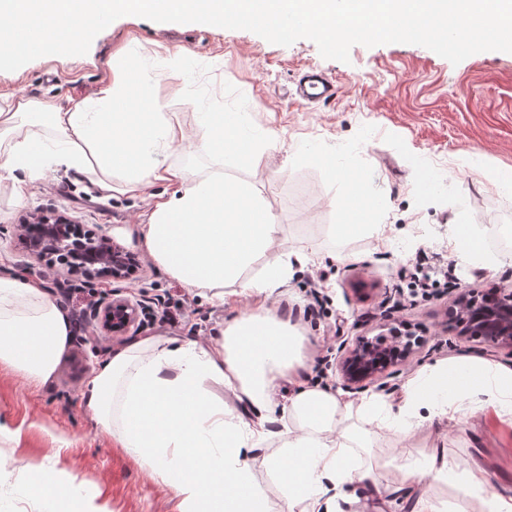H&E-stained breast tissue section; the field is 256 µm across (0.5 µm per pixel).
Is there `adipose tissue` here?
I'll return each mask as SVG.
<instances>
[{
	"label": "adipose tissue",
	"instance_id": "ef3b65f1",
	"mask_svg": "<svg viewBox=\"0 0 512 512\" xmlns=\"http://www.w3.org/2000/svg\"><path fill=\"white\" fill-rule=\"evenodd\" d=\"M133 41L113 49L104 78L90 95L49 102L0 94V184L10 183L24 199L29 183L52 166L92 175L107 197L149 196L140 230L150 257L169 278L212 303L234 306L237 293L266 298L281 294L309 255L283 254L259 265L272 241L286 234L275 223L250 180L229 169L258 168L277 136L253 125L245 112H201L197 132L188 134L175 116L132 112L128 106L145 86L129 75ZM26 115L48 126L44 143L16 139L14 122ZM208 166H201V158ZM348 148L326 155L293 145V168L328 181L344 179ZM174 187L166 195L164 187ZM478 239L476 257L493 264L512 260V225L472 232L453 224L454 249ZM72 334L69 313L42 281L0 272V366L29 383L50 382ZM305 338L288 317L260 307L234 316L220 338L207 343L145 337L111 355L84 383L83 399L97 427L127 448L176 497V512H231L230 501H246L247 512H368V504L412 502L426 512L419 473L406 469L399 485L383 486L370 467L349 456L369 447L375 431L408 435L434 420L457 422L469 408L512 429V364L469 354L428 366L410 379L399 400L364 398L366 430L343 429L340 396L301 379ZM293 384L278 399L280 382ZM243 405L229 411L216 387ZM270 449L264 468L278 488L270 501L255 486L249 455ZM283 458L273 456V449ZM360 484L364 498L349 493ZM28 489L41 496L40 512L75 498L74 480L50 468L31 470ZM482 512H512V488L491 493L480 466L461 486Z\"/></svg>",
	"mask_w": 512,
	"mask_h": 512
}]
</instances>
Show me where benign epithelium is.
Segmentation results:
<instances>
[{"instance_id":"obj_1","label":"benign epithelium","mask_w":512,"mask_h":512,"mask_svg":"<svg viewBox=\"0 0 512 512\" xmlns=\"http://www.w3.org/2000/svg\"><path fill=\"white\" fill-rule=\"evenodd\" d=\"M40 234L29 242L35 250L51 251L65 256L75 270L87 274L104 270L114 279L122 278L129 255L117 252L112 239L101 235L83 242L73 238L72 225L66 222L51 223L41 219ZM462 310L457 315L464 333L478 336L493 345H512V294H488L483 301L461 300ZM135 318V308L117 299L103 310V327L110 332L126 329ZM388 365L383 347L365 339L359 342L345 359L343 379L348 384L360 383L380 373Z\"/></svg>"}]
</instances>
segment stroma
Returning <instances> with one entry per match:
<instances>
[{
    "label": "stroma",
    "mask_w": 512,
    "mask_h": 512,
    "mask_svg": "<svg viewBox=\"0 0 512 512\" xmlns=\"http://www.w3.org/2000/svg\"><path fill=\"white\" fill-rule=\"evenodd\" d=\"M124 38L136 39L149 55L163 46L196 57L223 55L222 66L186 85L156 72L148 92L155 111L177 113L191 130L201 103L249 113L255 124L274 128L277 139L261 166L236 172L254 181L277 222L291 227L288 238L276 239L262 261L272 264L287 252L331 247L338 257L296 275L284 295L239 296L232 312L201 301L150 260L138 229L147 197L101 198L87 176L62 167L29 184L20 203L10 186H0V272L42 280L76 320L48 384L33 386L0 367V427L10 434L0 442V457L8 461L0 481L20 486L30 469L48 466L75 477L80 496L103 512H174L172 489L96 427L83 403V384L101 359L143 337L206 343L221 336L234 312L248 313L261 304L301 325L305 379L340 391L350 404L347 423L355 427L364 424L358 410L362 399L374 394L400 398L413 374L438 360L475 354L512 363L511 347L459 335L449 314L460 294L512 293V263L480 267L448 244L452 224L483 231L512 225V203L500 200L494 183L473 179L460 164L468 156L475 166L512 179V53L480 52L454 65L419 45L357 44L343 63L323 58L307 39L280 46L246 30L123 16L94 38L85 55H49L0 72V92L44 101L85 96L107 77L105 62ZM308 65L332 77L333 99L310 105L293 101L295 82ZM305 143L325 154L348 146L346 182L316 181L299 191L286 150ZM377 203L385 211L383 228L346 238L337 247L318 239V231L335 217L368 216ZM43 216H62L110 237L135 255L136 272L123 280H89L69 273L60 260L38 257L22 240L20 227ZM421 253L429 265H447L451 272L438 277L429 295L406 306L408 275ZM115 299L128 300L141 314L123 333L109 335L96 313ZM312 303L316 312L305 315ZM166 306L181 308L184 321L170 325L161 316ZM395 330L414 340L411 354L365 387L344 389L341 360L358 338L387 339ZM435 447L446 455L449 476L424 475L431 512L467 507L459 486L470 463L484 468L489 489L512 485V431L476 412L462 422L438 421L404 438L377 434L370 447L353 454L375 470L381 483L395 485L404 466L423 468Z\"/></svg>",
    "instance_id": "stroma-1"
}]
</instances>
